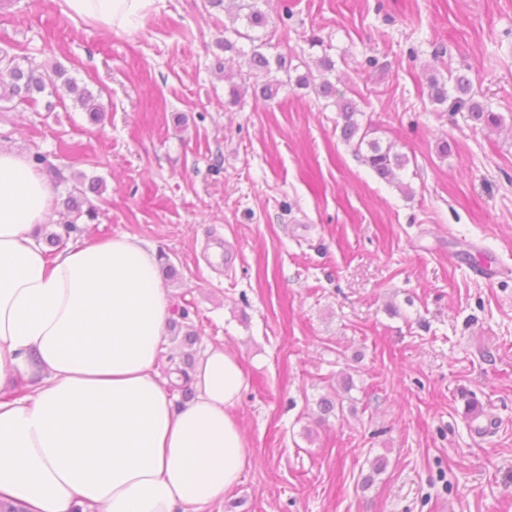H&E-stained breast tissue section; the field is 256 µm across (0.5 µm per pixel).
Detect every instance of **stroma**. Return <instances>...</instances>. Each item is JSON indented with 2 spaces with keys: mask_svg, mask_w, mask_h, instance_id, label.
<instances>
[{
  "mask_svg": "<svg viewBox=\"0 0 512 512\" xmlns=\"http://www.w3.org/2000/svg\"><path fill=\"white\" fill-rule=\"evenodd\" d=\"M264 9L278 52L313 71L330 57L362 124L408 156L395 182L308 90L226 106L247 59L216 48L227 18L204 0H158L127 32L0 0V47L61 64L105 113L92 124L60 87L1 113L0 144L99 178L88 234L153 245L193 353H238L252 465L212 512H512V0ZM451 70L501 127L423 96ZM482 259L499 276H476Z\"/></svg>",
  "mask_w": 512,
  "mask_h": 512,
  "instance_id": "obj_1",
  "label": "stroma"
}]
</instances>
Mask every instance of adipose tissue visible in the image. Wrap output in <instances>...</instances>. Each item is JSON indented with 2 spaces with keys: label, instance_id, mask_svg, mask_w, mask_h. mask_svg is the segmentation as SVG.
Returning a JSON list of instances; mask_svg holds the SVG:
<instances>
[{
  "label": "adipose tissue",
  "instance_id": "1",
  "mask_svg": "<svg viewBox=\"0 0 512 512\" xmlns=\"http://www.w3.org/2000/svg\"><path fill=\"white\" fill-rule=\"evenodd\" d=\"M156 0H63L127 31ZM52 191L0 148V499L28 512H209L251 464L233 416L236 353L207 348L176 405L157 364L172 316L155 250L128 237L35 238Z\"/></svg>",
  "mask_w": 512,
  "mask_h": 512
}]
</instances>
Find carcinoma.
Returning a JSON list of instances; mask_svg holds the SVG:
<instances>
[{"label":"carcinoma","mask_w":512,"mask_h":512,"mask_svg":"<svg viewBox=\"0 0 512 512\" xmlns=\"http://www.w3.org/2000/svg\"><path fill=\"white\" fill-rule=\"evenodd\" d=\"M212 7H224L229 24L224 26V39L216 42V47L224 51H239L237 44L241 40L253 43L248 58V70L238 77H227L228 104L237 105L242 101L245 92L253 90V97L268 102L275 100L280 91L290 85L299 89H308L317 99L324 100L336 108L340 122L341 139L350 146L356 155L382 180L391 181L396 171L408 163L406 155L394 150L393 145L385 147L370 138L371 130L362 127L358 120L361 114L356 102L341 93L330 79L335 71V63L327 56L320 59L319 75L308 70L297 77L291 72L298 70L292 65L293 57L286 53L270 56L265 49L271 46L266 40L255 44L258 37L254 32L266 29L270 23L269 14L258 5V0H207ZM282 73L285 78L279 79L275 74ZM63 80L68 92L73 95L74 103L78 104L89 119L94 123L103 120L104 112L101 105L95 103L92 92L67 76V70L59 64L48 68L37 64L27 56L12 55L0 50V102L17 101V104H33L46 90L47 84L54 80ZM424 94L428 100L446 108L453 115L464 114V119L483 127L495 128L502 124V118L493 112L491 106L475 98L471 79L465 73L448 72V79L434 74L426 79ZM33 160L39 169L47 173L54 182H63L65 177L49 159L46 153L35 152ZM73 187L62 201L57 223L61 231L49 232L45 242L51 247H61L72 232L81 231L80 225L92 224L98 220L99 209L86 196V191L97 192L102 187L98 179L86 181V175L79 173L72 176ZM192 367V356L186 354L180 361L172 362L167 370L169 389L182 398L191 396L189 388V369Z\"/></svg>","instance_id":"obj_1"}]
</instances>
